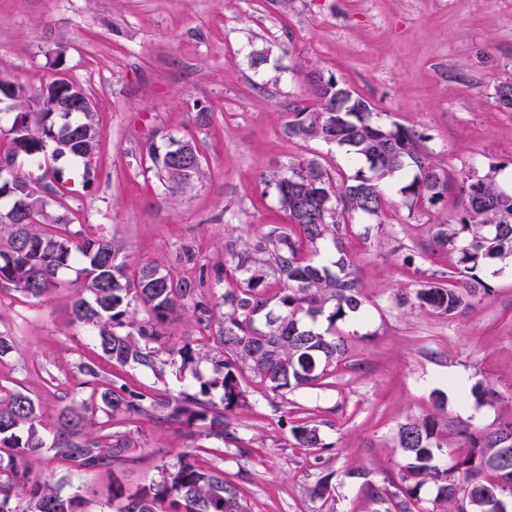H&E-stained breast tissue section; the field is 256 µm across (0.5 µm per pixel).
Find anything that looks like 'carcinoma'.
Returning <instances> with one entry per match:
<instances>
[{
  "label": "carcinoma",
  "mask_w": 512,
  "mask_h": 512,
  "mask_svg": "<svg viewBox=\"0 0 512 512\" xmlns=\"http://www.w3.org/2000/svg\"><path fill=\"white\" fill-rule=\"evenodd\" d=\"M288 137L303 142L320 141L346 148L354 172L326 167L319 159L289 163L274 179L281 207L289 224L276 227L255 242L228 244L224 264L215 267L217 280L228 283L211 302L200 294L201 284L177 279L162 262L144 263L134 269L119 260L122 246L99 235L71 233L63 215L49 211L50 201L61 195V183L45 184V194L31 202L34 219L22 223L7 209L0 222V284L28 298L42 300L61 281L63 271L77 269V299L73 322L96 333L104 358L121 366L138 364L155 374L176 362L191 370L198 385L159 398L106 380L103 367L93 361L78 365L82 376L79 396L59 408L46 443L40 404L21 391L0 393V512H91L89 500L75 492L67 497L49 481L25 482L23 458L43 451L74 464L86 473L110 471L130 462L132 434L106 432L95 422L107 418L179 420L191 426L206 423L203 436L224 445L242 442L236 411L250 407L240 378L248 371L266 391L284 396L322 384L329 369L347 351L346 337L336 333V323L364 314L366 297L352 269L344 242L352 231L355 213H384L383 181L409 165L417 168L414 180L403 188L414 204H436L453 187L465 201V216L435 225L432 240L437 249L459 254V268L448 276L432 278L397 297L400 306L418 307L451 316L490 293L480 276L492 260L512 258V193L497 186L493 176H463L453 182L430 160L416 132L392 128L373 120L369 103L331 79L316 84L315 100L292 113ZM163 144L150 142L142 153L150 159L155 175L175 198L181 190L174 171L186 169L194 182L204 177L193 159L177 158L170 151L176 137L165 135ZM25 154L45 157L49 133L12 134ZM70 146L51 154V162L84 160L88 145L99 148V139L79 125L68 134ZM331 242L335 252L321 256L319 245ZM279 288L269 294L270 281ZM146 317L138 318L139 312ZM191 314L200 329L212 332L213 350L219 354L213 377L197 375V365L211 352L189 344L164 347L166 325L177 315ZM323 317L328 329L321 333L308 322ZM168 358H161V354ZM222 392L215 402L213 392ZM505 423L490 431L467 424L456 435L464 440L448 464L436 457L448 452V425L436 416L408 421L398 428V445L408 463L403 466L397 501L385 512H426L417 509L420 488L436 486L435 502L446 512H479L480 498L488 491L501 492L497 471L504 464L498 444ZM297 448H329L318 425L300 420L290 428ZM193 448L178 456L174 468H163L162 480L129 495L112 492L116 512H249L239 488L215 467H205ZM482 478L471 488L472 500L464 507L454 485L472 469ZM332 474L307 488L313 500L331 494Z\"/></svg>",
  "instance_id": "carcinoma-1"
}]
</instances>
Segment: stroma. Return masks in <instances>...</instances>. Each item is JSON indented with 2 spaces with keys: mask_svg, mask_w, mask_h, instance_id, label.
<instances>
[{
  "mask_svg": "<svg viewBox=\"0 0 512 512\" xmlns=\"http://www.w3.org/2000/svg\"><path fill=\"white\" fill-rule=\"evenodd\" d=\"M264 63L254 64V54ZM334 78L370 102L378 121L424 138L431 161L462 177L512 167V109L496 95L512 77V0H0V77L37 89L65 75L90 95L100 131L91 187L60 162L65 197L53 204L71 232L118 241L129 266L164 262L175 278L203 280L224 262L230 240H253L287 224L272 183L289 162L318 157L345 166L343 149L288 138L296 107L312 99L311 74ZM208 112L200 123L199 112ZM193 141L205 176L169 198L141 150L162 134ZM408 167L388 180L382 217L358 214L345 249L367 297L368 315L337 324L347 353L323 385L271 399L251 375L241 383L251 405L240 417L246 450L205 442L204 422L186 425L122 416L132 433L129 464L80 473L45 452L29 460V480L62 495L87 489L92 512H113V485L135 492L159 482L163 465L203 445L206 459L236 483L249 512H375L364 481L399 483L406 460L397 430L441 415L449 429L490 431L512 421V262L482 272L491 293L440 317L398 305V294L431 273L457 269L455 251L431 252V228L457 219L456 190L412 207L402 188ZM197 253L178 261L184 245ZM75 271L38 302L0 286V388L20 389L55 422L64 395L77 391V366L94 357L88 331L72 318ZM166 366L156 377L135 364L107 366L112 381L165 396L210 377ZM483 382L498 392L481 404L451 380ZM322 429L327 448L293 445V421ZM332 476L326 500L309 498L317 476Z\"/></svg>",
  "mask_w": 512,
  "mask_h": 512,
  "instance_id": "stroma-1",
  "label": "stroma"
}]
</instances>
